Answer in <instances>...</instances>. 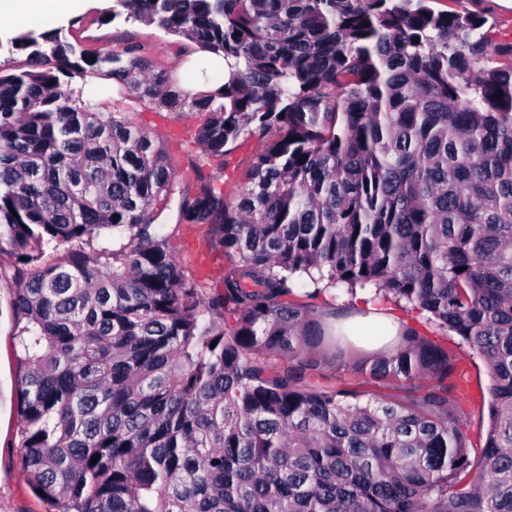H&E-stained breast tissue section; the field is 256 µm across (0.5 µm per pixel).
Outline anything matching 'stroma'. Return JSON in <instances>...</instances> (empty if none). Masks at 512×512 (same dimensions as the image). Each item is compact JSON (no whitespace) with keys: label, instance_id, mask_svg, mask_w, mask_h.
I'll list each match as a JSON object with an SVG mask.
<instances>
[{"label":"stroma","instance_id":"stroma-1","mask_svg":"<svg viewBox=\"0 0 512 512\" xmlns=\"http://www.w3.org/2000/svg\"><path fill=\"white\" fill-rule=\"evenodd\" d=\"M117 6V0H84L81 10L76 14V22H69L65 17L50 16L44 19L43 25L47 28L65 27L70 41L91 53L118 50L130 43L139 44L148 54L154 69L179 75L182 64L193 57L191 47L183 39L166 34L154 23L128 22L121 17L105 21V11ZM134 120L173 146L177 142L189 140L202 118L198 114L189 113L179 120L164 122L153 113L144 111L136 114ZM171 244L184 262L201 264L211 287L219 286L224 261L216 256L207 257L196 229H180ZM12 296L10 286L0 285V512H50V504L30 491L22 465L23 450L19 446L20 417L17 410L20 373L11 314ZM404 318L409 325L423 328L426 336L444 341L449 350L460 356L470 385V392L463 396L461 406L470 421L469 435L473 444H482L487 429L489 384L485 364L472 354L467 345L461 344L458 337L443 335L437 328L427 325L424 317L417 312H406Z\"/></svg>","mask_w":512,"mask_h":512}]
</instances>
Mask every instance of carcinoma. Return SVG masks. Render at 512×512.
<instances>
[{
	"label": "carcinoma",
	"mask_w": 512,
	"mask_h": 512,
	"mask_svg": "<svg viewBox=\"0 0 512 512\" xmlns=\"http://www.w3.org/2000/svg\"><path fill=\"white\" fill-rule=\"evenodd\" d=\"M120 4L224 77L192 95L140 45L91 56L62 27L0 44L27 66L0 75V284L33 493L55 512H512V32L429 0ZM88 73L205 119L174 154L72 87ZM184 225L226 260L216 292L171 247ZM359 289L482 359V446L447 346L408 326L359 353L384 323L363 334L325 299ZM331 366L396 384H315ZM254 147L252 141H247L235 151L231 166L226 170V176H224V180L228 182V187L236 189L248 181V157Z\"/></svg>",
	"instance_id": "1"
}]
</instances>
